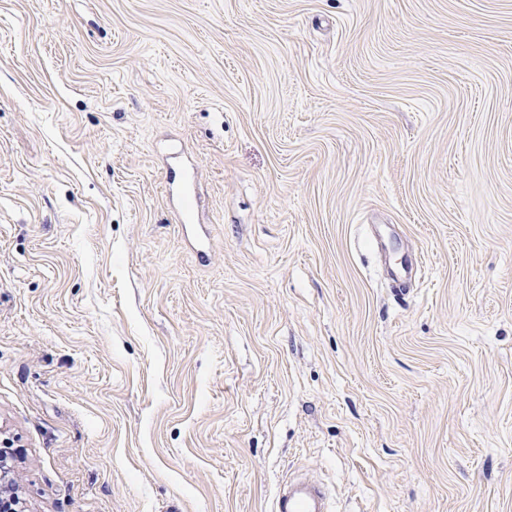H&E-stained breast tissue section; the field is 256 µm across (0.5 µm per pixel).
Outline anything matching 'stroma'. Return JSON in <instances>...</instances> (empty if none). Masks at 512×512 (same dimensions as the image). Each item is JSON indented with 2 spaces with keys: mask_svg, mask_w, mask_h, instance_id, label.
<instances>
[{
  "mask_svg": "<svg viewBox=\"0 0 512 512\" xmlns=\"http://www.w3.org/2000/svg\"><path fill=\"white\" fill-rule=\"evenodd\" d=\"M0 435L25 512H512V0H0ZM274 512H332L328 508L327 492L320 486L305 481L286 485L276 496Z\"/></svg>",
  "mask_w": 512,
  "mask_h": 512,
  "instance_id": "obj_1",
  "label": "stroma"
}]
</instances>
